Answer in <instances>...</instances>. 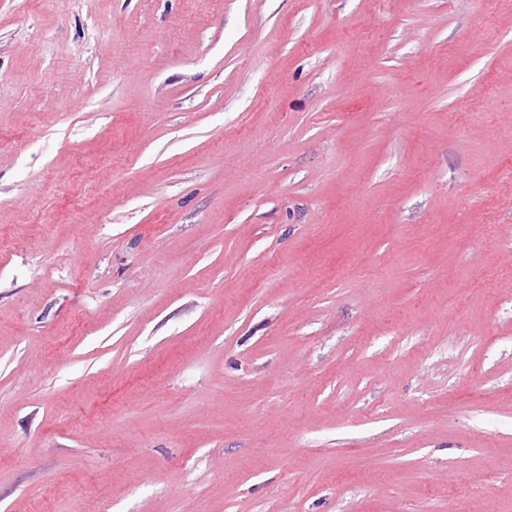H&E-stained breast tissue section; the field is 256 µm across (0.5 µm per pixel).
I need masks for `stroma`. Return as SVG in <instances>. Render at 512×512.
Instances as JSON below:
<instances>
[{"label":"stroma","mask_w":512,"mask_h":512,"mask_svg":"<svg viewBox=\"0 0 512 512\" xmlns=\"http://www.w3.org/2000/svg\"><path fill=\"white\" fill-rule=\"evenodd\" d=\"M0 512H512V0H0Z\"/></svg>","instance_id":"stroma-1"}]
</instances>
